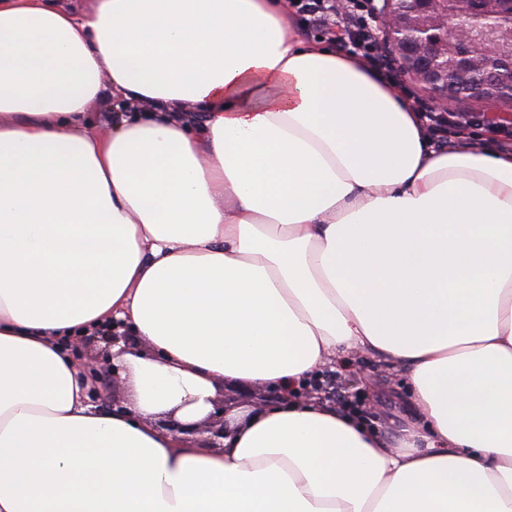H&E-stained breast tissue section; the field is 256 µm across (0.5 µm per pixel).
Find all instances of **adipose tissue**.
Instances as JSON below:
<instances>
[{"instance_id": "adipose-tissue-1", "label": "adipose tissue", "mask_w": 512, "mask_h": 512, "mask_svg": "<svg viewBox=\"0 0 512 512\" xmlns=\"http://www.w3.org/2000/svg\"><path fill=\"white\" fill-rule=\"evenodd\" d=\"M115 320L125 414L72 349ZM357 353L406 368L399 437L316 398L153 425ZM0 512H512V152L284 0H0ZM213 411L205 418L197 422H181L170 413L163 419V426L177 439L183 442L188 441L190 436L206 430L210 437L201 440L207 448H223L224 443L220 439H224V430L227 429V421L224 419V396L221 401L216 398L213 400Z\"/></svg>"}]
</instances>
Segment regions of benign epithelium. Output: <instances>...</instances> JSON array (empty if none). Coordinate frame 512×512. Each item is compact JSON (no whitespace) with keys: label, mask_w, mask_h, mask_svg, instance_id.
<instances>
[{"label":"benign epithelium","mask_w":512,"mask_h":512,"mask_svg":"<svg viewBox=\"0 0 512 512\" xmlns=\"http://www.w3.org/2000/svg\"><path fill=\"white\" fill-rule=\"evenodd\" d=\"M375 14L381 24L386 52L401 77L418 85L433 108L448 115L465 99L494 101L512 107V0H379ZM463 24L448 31V18ZM492 127L512 132V110L486 114ZM119 325L101 332L112 346L122 340L133 353L139 348L130 330ZM288 403V391L265 388L255 411ZM163 426L177 439L205 430L209 448H222L224 401L213 400V411L197 422H181L173 414Z\"/></svg>","instance_id":"benign-epithelium-1"}]
</instances>
